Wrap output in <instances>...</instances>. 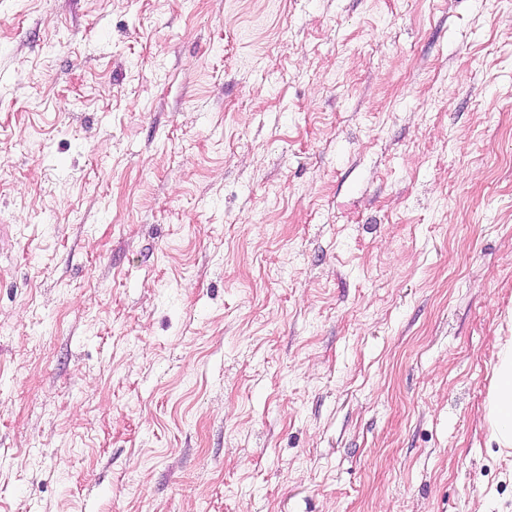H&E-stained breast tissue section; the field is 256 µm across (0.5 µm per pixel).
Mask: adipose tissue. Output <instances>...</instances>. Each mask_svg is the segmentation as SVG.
<instances>
[{
	"mask_svg": "<svg viewBox=\"0 0 512 512\" xmlns=\"http://www.w3.org/2000/svg\"><path fill=\"white\" fill-rule=\"evenodd\" d=\"M494 377L485 403V420L492 445L512 450V337L497 346Z\"/></svg>",
	"mask_w": 512,
	"mask_h": 512,
	"instance_id": "adipose-tissue-1",
	"label": "adipose tissue"
}]
</instances>
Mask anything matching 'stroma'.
Returning a JSON list of instances; mask_svg holds the SVG:
<instances>
[{
	"label": "stroma",
	"instance_id": "obj_1",
	"mask_svg": "<svg viewBox=\"0 0 512 512\" xmlns=\"http://www.w3.org/2000/svg\"><path fill=\"white\" fill-rule=\"evenodd\" d=\"M512 0H0V512H512ZM494 377L485 403L490 444L500 452L512 450V336L497 346Z\"/></svg>",
	"mask_w": 512,
	"mask_h": 512
}]
</instances>
